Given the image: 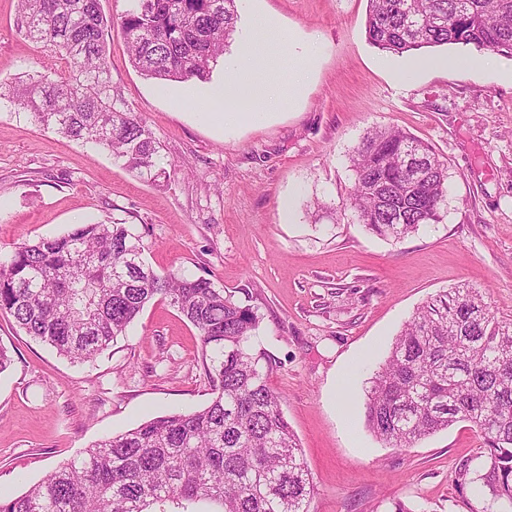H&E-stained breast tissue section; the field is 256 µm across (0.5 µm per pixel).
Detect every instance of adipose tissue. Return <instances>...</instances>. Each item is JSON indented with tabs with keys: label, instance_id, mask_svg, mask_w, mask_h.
I'll return each mask as SVG.
<instances>
[{
	"label": "adipose tissue",
	"instance_id": "ef3b65f1",
	"mask_svg": "<svg viewBox=\"0 0 512 512\" xmlns=\"http://www.w3.org/2000/svg\"><path fill=\"white\" fill-rule=\"evenodd\" d=\"M263 47L261 39L250 36L242 39L237 55L225 65L224 81L206 93L221 109L203 113V120L224 124L259 123L266 119L271 100L283 103L292 100L293 91L276 84L273 73L264 74L255 69L253 61Z\"/></svg>",
	"mask_w": 512,
	"mask_h": 512
}]
</instances>
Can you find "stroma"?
Listing matches in <instances>:
<instances>
[{
    "label": "stroma",
    "mask_w": 512,
    "mask_h": 512,
    "mask_svg": "<svg viewBox=\"0 0 512 512\" xmlns=\"http://www.w3.org/2000/svg\"><path fill=\"white\" fill-rule=\"evenodd\" d=\"M238 11L239 33L259 14L293 36L273 45L281 76L299 47L313 50L298 95L254 125L200 121L199 83L145 78L111 32L112 82L160 142L165 180H140L104 148L0 107V254L78 224H129L158 272L205 277L257 307L254 343L271 358L267 382L307 462L309 512H391L397 502L409 512H491L487 489L459 475L481 465L468 423L393 448L365 429L363 413L368 379L430 298L479 288L512 318V56L461 44L380 51L365 37L367 0H239ZM16 20L15 0H0L1 80L44 60ZM460 55L467 64L439 67ZM424 59L429 67L406 77L392 66ZM387 125L448 166L439 221L398 243L340 211L353 150ZM0 346L12 355L0 374L4 499L99 439L211 399L198 330L159 297L87 362L1 314Z\"/></svg>",
    "instance_id": "35a3bbf8"
}]
</instances>
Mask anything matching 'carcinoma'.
<instances>
[{"label": "carcinoma", "mask_w": 512, "mask_h": 512, "mask_svg": "<svg viewBox=\"0 0 512 512\" xmlns=\"http://www.w3.org/2000/svg\"><path fill=\"white\" fill-rule=\"evenodd\" d=\"M114 22L99 0H17L18 29L58 73L30 68L0 82V104L44 129L108 150L140 179L167 176L160 145L112 86L107 36L119 27L133 67L149 79L206 81L232 40L237 0H129ZM365 33L381 51L448 44L512 55V0H369ZM343 210L399 241L438 221L448 166L395 127L370 130L350 158ZM416 167L422 178L405 177ZM129 225L81 224L0 255V314L73 361L110 349L160 296L193 324L212 398L199 410L153 418L99 440L55 467L0 512H308L302 450L267 384L270 357L251 338L258 309L204 277L159 274ZM467 422L481 437L476 480L512 512V318L485 293L453 288L417 308L370 379L364 424L379 441L410 448Z\"/></svg>", "instance_id": "cac0c4a2"}]
</instances>
